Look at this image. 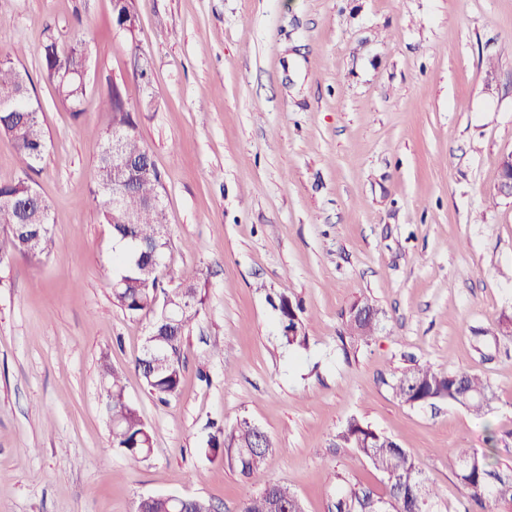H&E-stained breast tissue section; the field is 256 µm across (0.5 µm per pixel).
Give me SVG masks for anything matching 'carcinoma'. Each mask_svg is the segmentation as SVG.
<instances>
[{"label": "carcinoma", "instance_id": "carcinoma-1", "mask_svg": "<svg viewBox=\"0 0 512 512\" xmlns=\"http://www.w3.org/2000/svg\"><path fill=\"white\" fill-rule=\"evenodd\" d=\"M136 18L132 3L113 5L112 21L122 27ZM89 55L81 41L62 44L49 35L41 49L42 71L55 86L61 104L79 111L87 85L79 78ZM31 79L12 55L0 58V136L13 140L22 173L35 170L44 159L47 149L46 131L39 110L30 109ZM108 114L103 149L96 162V171L89 193L100 206L101 223L109 227L113 237L125 241V250L117 258L116 278L122 287L112 292L116 305L131 317L151 316L156 322L162 314L159 299L179 309L171 332L154 342V354L141 355L135 368L141 374L150 392L165 402L179 391L182 375L180 353L183 339L199 317L205 304V293L197 278L187 280L182 288L167 291L161 288L163 268L148 260H138L132 240L161 245L160 254L170 246V233L163 205H153L161 198L164 186L161 174L149 150L139 137L133 117L135 108L124 100L118 89L103 104ZM119 138L123 151L138 166L137 181L127 189L122 179L113 175L112 140ZM125 197L123 208H112V198ZM0 196L13 199V205H0V265L17 257L39 258L50 251V204L41 196L28 178L0 184ZM283 342L295 348L307 344L302 307L286 294L279 296ZM375 321L360 325L347 321L349 335L364 342L374 336L380 324V311L373 308ZM102 376L108 383L104 412L112 423V447L137 460L148 456L152 435L139 409L125 397L120 376L111 367L102 364ZM392 391L396 398L409 405H421L427 398L448 396L451 403L482 417L492 409L494 394L490 384L479 374L470 371L440 370L430 364H417L395 376ZM337 437L351 444H364L359 449L374 469L387 478L391 512H437V495L426 482L415 458L385 434L369 427L357 418L348 421ZM256 432L253 424L242 419L229 429H218L209 440V451L221 456L244 477L260 472L267 456L275 451L270 438H264V447L253 448ZM456 462L478 459L480 468L457 472L472 507L471 512H494L499 505L512 506V467L505 468L490 462L489 455L476 448H455ZM269 491L261 490L244 499L238 512H303L302 502L288 487L268 484ZM366 494L349 487L336 502V512H362Z\"/></svg>", "mask_w": 512, "mask_h": 512}]
</instances>
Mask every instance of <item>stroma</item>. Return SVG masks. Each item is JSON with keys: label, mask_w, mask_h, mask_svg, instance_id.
Segmentation results:
<instances>
[{"label": "stroma", "mask_w": 512, "mask_h": 512, "mask_svg": "<svg viewBox=\"0 0 512 512\" xmlns=\"http://www.w3.org/2000/svg\"><path fill=\"white\" fill-rule=\"evenodd\" d=\"M0 0V54L20 52L47 151L30 181L51 204L48 255L0 266V512H134L200 497L237 512L266 484L332 512L344 484L387 482L337 439L351 418L395 439L464 512L456 448L512 466V0ZM83 39L79 113L43 75L47 33ZM151 70L150 84L138 77ZM120 86L164 184L165 289L200 276L206 307L162 403L135 368L149 319L112 299L115 244L88 195ZM308 343L281 341L280 294ZM370 300L381 325L347 336ZM110 363L149 426L150 454L112 446L100 372ZM416 363L486 377L492 411L401 403ZM276 446L246 478L207 450L241 419ZM496 444H489V433ZM361 305H368L373 309V311L375 313V317H376L374 322L364 324V325H360V324L352 322V321H361V322L365 321L367 316L370 315L369 309L364 308V307L355 309L353 311L352 321L350 320L351 310H353L355 307L361 306ZM380 320H381L380 319V311L371 302H368V301L355 302L350 307L349 316H348V320H347V327L349 329V335L354 336L357 339H360L364 342H367L368 339L371 338L372 336H374V334L378 330Z\"/></svg>", "instance_id": "35a3bbf8"}]
</instances>
